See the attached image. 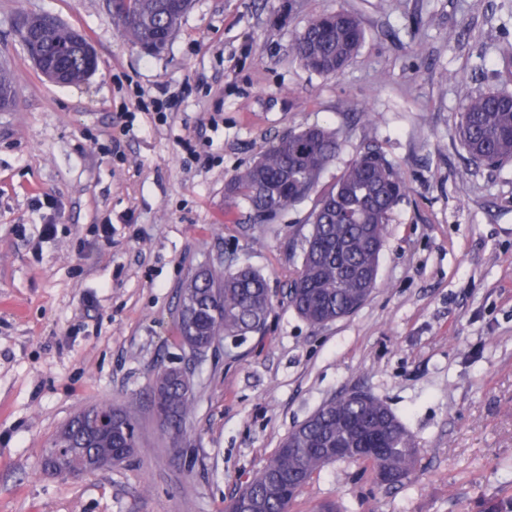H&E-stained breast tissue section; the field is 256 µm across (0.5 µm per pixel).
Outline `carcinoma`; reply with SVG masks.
Masks as SVG:
<instances>
[{"label": "carcinoma", "instance_id": "carcinoma-1", "mask_svg": "<svg viewBox=\"0 0 512 512\" xmlns=\"http://www.w3.org/2000/svg\"><path fill=\"white\" fill-rule=\"evenodd\" d=\"M113 24L137 46L152 29L175 33L191 4L174 0H108ZM364 31L356 15L345 10L313 15L294 39L295 59L319 75H334L358 51ZM62 59L68 83L89 76L88 61L72 40V29L60 25L40 45ZM14 97L11 70L0 66V105ZM456 131L468 162L500 167L512 161V92L493 90L465 100L456 116ZM340 148L338 131L308 126L274 139L258 159L225 184V198L233 204L244 200L256 224L275 217L316 191L319 180ZM408 185L397 166L378 148L357 156L336 181L317 197L309 215L312 234L303 259L288 289V303L314 326L354 314L378 287L380 252L393 208L406 195ZM273 307L265 278L248 266L218 275L210 270L194 273L179 297L177 327L182 341L204 352L221 339H238L263 331ZM193 402L186 373L160 370L152 385V406L162 426L183 432ZM93 410L112 414V434L91 441L83 449L88 458H104L122 448L120 463L136 448L137 420L110 404ZM84 428L74 418L54 443L83 442ZM381 448L375 457H364L356 448ZM351 448L347 458L361 460L373 470L392 475V485L407 481L421 449L401 420L381 401L349 394L319 408L308 420L288 432L265 465L232 497L224 512H239L247 501L252 512H289L296 494L288 481L306 486L328 464L336 461L329 448Z\"/></svg>", "mask_w": 512, "mask_h": 512}]
</instances>
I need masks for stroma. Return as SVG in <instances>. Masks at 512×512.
Returning a JSON list of instances; mask_svg holds the SVG:
<instances>
[{
  "label": "stroma",
  "mask_w": 512,
  "mask_h": 512,
  "mask_svg": "<svg viewBox=\"0 0 512 512\" xmlns=\"http://www.w3.org/2000/svg\"><path fill=\"white\" fill-rule=\"evenodd\" d=\"M49 13L100 57L77 85L49 81L16 13ZM357 14L365 38L332 76L293 58L307 19ZM0 512H224L296 425L353 390L384 402L420 457L404 484L339 459L290 512H483L512 500V163H468V97L512 91V0H195L168 47L129 44L105 0H0ZM162 100L168 115L136 108ZM339 132L331 185L379 146L402 172L378 288L313 326L287 292L313 199L253 224L224 186L273 139ZM112 224L111 240L98 224ZM54 225L41 239L42 225ZM266 279L264 332L194 354L180 289L200 269ZM187 370L193 408L173 445L151 405L158 370ZM110 403L137 416L128 461L80 477L43 470L55 435Z\"/></svg>",
  "instance_id": "35a3bbf8"
}]
</instances>
